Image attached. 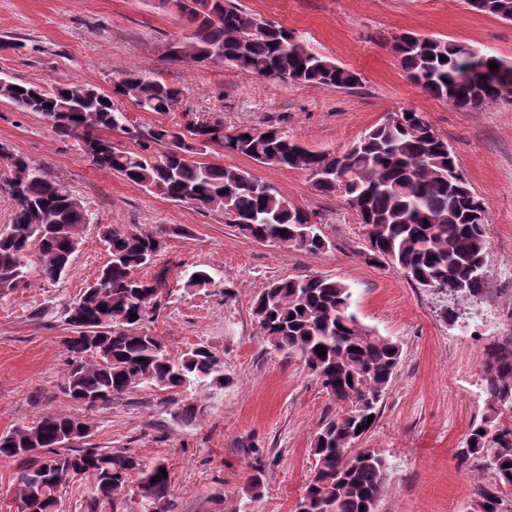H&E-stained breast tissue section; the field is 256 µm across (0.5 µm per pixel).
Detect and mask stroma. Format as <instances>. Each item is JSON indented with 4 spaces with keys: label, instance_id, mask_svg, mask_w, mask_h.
Listing matches in <instances>:
<instances>
[{
    "label": "stroma",
    "instance_id": "stroma-1",
    "mask_svg": "<svg viewBox=\"0 0 512 512\" xmlns=\"http://www.w3.org/2000/svg\"><path fill=\"white\" fill-rule=\"evenodd\" d=\"M256 18L281 25L355 72L352 90L273 83L217 65L170 64L167 48L186 30L158 0H0V78L33 85H84L108 94L126 72L180 87L166 114L127 99L115 107L141 131L185 116L227 127L273 125L313 151L342 152L385 114L421 112L454 150L487 210L486 290L460 301L420 288L402 273L365 262L363 227L341 199L316 192L304 171L268 167L214 149L204 161L249 171L316 214L333 248L309 253L243 236L221 211H203L145 191L96 169L77 141L58 138L35 112L0 100V147L59 178L90 222L62 280L30 275L0 300V435L48 413L92 425L90 444L132 449L144 464L165 462L178 512H295L309 478L311 441L336 403L302 362L265 343L252 316L255 296L285 276L322 275L348 285L359 320L401 349L394 379L373 427L358 440L389 468L375 512H476L487 477L458 452L480 421L487 345L512 336V104L462 112L423 93L402 71L395 35L412 32L468 44L512 60V21L469 9L465 0H234ZM157 234L163 242L145 277L161 275V312L149 327L172 357L204 343L224 361L229 381L184 398L200 408L181 423L138 389L96 411L61 390L68 335L62 309L95 282L108 260L103 227ZM209 269L212 288L186 287L189 272ZM232 298H225V288ZM456 308L455 321L443 312ZM41 309V318L31 317ZM259 473L253 490L248 478Z\"/></svg>",
    "mask_w": 512,
    "mask_h": 512
}]
</instances>
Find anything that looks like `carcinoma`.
Masks as SVG:
<instances>
[{
    "label": "carcinoma",
    "instance_id": "cac0c4a2",
    "mask_svg": "<svg viewBox=\"0 0 512 512\" xmlns=\"http://www.w3.org/2000/svg\"><path fill=\"white\" fill-rule=\"evenodd\" d=\"M179 12L190 35L173 64H220L269 82L280 76L297 84L354 87L359 78L313 51L294 32L272 24L250 34L255 18L232 0H167ZM475 11L512 21V0H467ZM409 80L422 92L465 112L498 101L496 85L512 83V62L465 44L405 33L392 45ZM447 60H440V56ZM498 69L489 68V63ZM183 91L140 72L113 85L112 95L81 85L39 86L3 80L0 99L22 112H38L53 132L82 143L99 170L118 173L146 190L201 210H220L224 223L257 241H273L308 252L333 247L321 225L303 209L249 172L202 162L210 146L246 156L271 167L308 173L313 189L336 195L374 228L363 252L369 263L402 271L415 285L445 288L465 301L485 290V278L473 268L487 258L488 218L482 201L465 180L456 155L423 115L405 109L400 120H382L340 153L312 151L276 128L239 127L193 118L176 126L158 125L135 132V145L120 149L99 135L127 127L126 113L114 109L112 96L129 99L143 112L173 110ZM52 107H47V104ZM14 202L9 224L0 233V298L31 272L57 282L82 244L89 217L64 181L44 175L15 157L0 175V194ZM287 235H281L282 230ZM109 260L97 281L64 307L70 335L62 337L66 371L62 393L90 409L137 388L158 389V405L184 423L199 408L180 393L190 386H223L224 360L198 343L175 359L161 337L147 328L160 309L162 284L142 270L154 264L163 241L152 233L106 227L102 232ZM215 283L198 269L186 286L199 290ZM352 292L324 276L284 277L256 298L253 317L262 339L290 359L301 360L339 411L314 435L310 477L296 512H375L387 479V462L375 448L354 449L377 415L392 382L401 350L397 343L363 325L352 311ZM105 306L102 311L99 306ZM326 347L320 356L316 347ZM482 381L490 400L480 422L470 426L463 463L473 462L495 486L512 487V427L499 422L512 407V336L485 350ZM90 425L60 413H48L0 436V459L15 467L19 512H58L60 492L74 479H86L87 512L117 510L132 474L143 512H175L171 477L162 462L142 463L129 450H103L84 442ZM160 477L154 482L152 478ZM479 512H512L498 490L484 488Z\"/></svg>",
    "mask_w": 512,
    "mask_h": 512
}]
</instances>
